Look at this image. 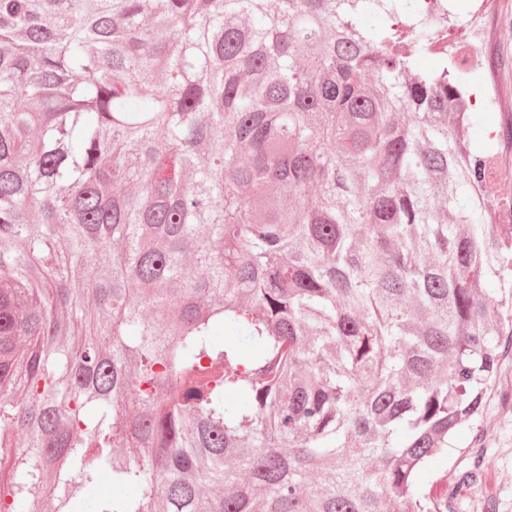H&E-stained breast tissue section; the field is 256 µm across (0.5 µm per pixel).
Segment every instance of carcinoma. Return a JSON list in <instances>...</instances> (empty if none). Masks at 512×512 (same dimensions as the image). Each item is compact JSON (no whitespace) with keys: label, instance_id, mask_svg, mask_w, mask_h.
<instances>
[{"label":"carcinoma","instance_id":"carcinoma-1","mask_svg":"<svg viewBox=\"0 0 512 512\" xmlns=\"http://www.w3.org/2000/svg\"><path fill=\"white\" fill-rule=\"evenodd\" d=\"M422 2L0 0V512L481 482L420 473L512 357V224ZM134 496L136 489L132 486L115 487L112 486V480L107 475H102L97 486L86 495V512H90L94 509L95 501L100 496Z\"/></svg>","mask_w":512,"mask_h":512}]
</instances>
